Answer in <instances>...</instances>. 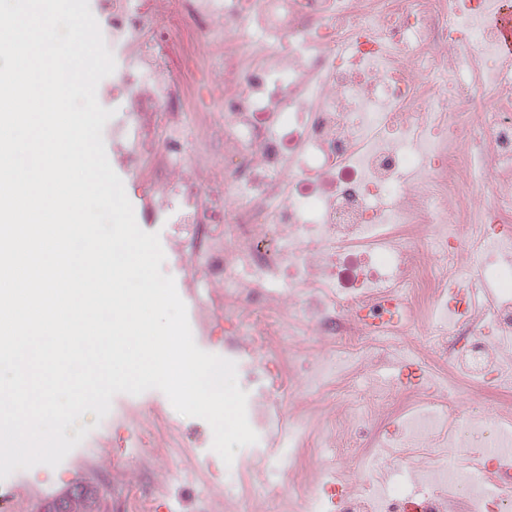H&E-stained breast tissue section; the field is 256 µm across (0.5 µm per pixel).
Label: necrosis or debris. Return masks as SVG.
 I'll return each instance as SVG.
<instances>
[{"label":"necrosis or debris","instance_id":"obj_1","mask_svg":"<svg viewBox=\"0 0 512 512\" xmlns=\"http://www.w3.org/2000/svg\"><path fill=\"white\" fill-rule=\"evenodd\" d=\"M502 0H94L115 161L171 224L193 321L250 357L253 454L309 512H512V62ZM198 117L185 152V113ZM493 113L473 128L469 115ZM432 327L431 336L414 327ZM311 336L309 349H280ZM398 369L392 383L383 369ZM306 375L309 400L283 404ZM363 387L368 401L354 397ZM337 391L326 411L318 396ZM460 392L493 411L463 412ZM117 418L182 431L161 410ZM343 463L320 479L316 451Z\"/></svg>","mask_w":512,"mask_h":512}]
</instances>
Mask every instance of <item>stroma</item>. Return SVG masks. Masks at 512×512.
<instances>
[{"label": "stroma", "mask_w": 512, "mask_h": 512, "mask_svg": "<svg viewBox=\"0 0 512 512\" xmlns=\"http://www.w3.org/2000/svg\"><path fill=\"white\" fill-rule=\"evenodd\" d=\"M185 427L199 430V440L190 444L173 440L157 447L160 457L155 470L143 465V453H131L136 437L119 422H111L107 445H99L94 434H87L57 466L43 464L16 470L0 480V512H41L48 502L63 496L78 484L104 488L112 501V512H131L142 487L157 480L159 472L182 470L193 457L211 452L213 432L203 419L182 417ZM224 463L215 460L210 472L194 473L192 481H172L170 489L159 499L153 512H248L246 501L225 499Z\"/></svg>", "instance_id": "35a3bbf8"}]
</instances>
